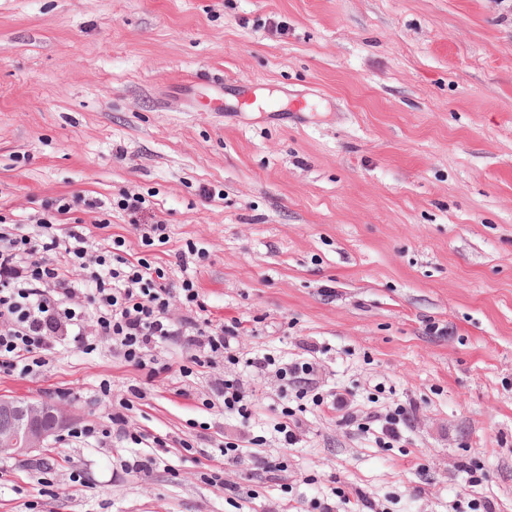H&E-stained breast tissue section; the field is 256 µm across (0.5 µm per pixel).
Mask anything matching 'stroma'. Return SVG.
Instances as JSON below:
<instances>
[{
	"instance_id": "stroma-1",
	"label": "stroma",
	"mask_w": 512,
	"mask_h": 512,
	"mask_svg": "<svg viewBox=\"0 0 512 512\" xmlns=\"http://www.w3.org/2000/svg\"><path fill=\"white\" fill-rule=\"evenodd\" d=\"M240 80L274 107L234 102ZM130 191L168 243H142L117 207ZM74 194L103 204L68 216L91 238L123 236L191 278L211 319L242 321L243 354L317 362L319 392H352L369 424L419 411L381 448L250 375L245 424L216 401L224 366L149 383L109 344L60 346L0 395L105 425L100 382L143 384L128 419L166 445L0 453V512H316L339 488L377 512H512V0H0V216ZM190 242L205 257L183 272ZM285 406L302 434L286 451ZM242 432L287 468L225 461Z\"/></svg>"
}]
</instances>
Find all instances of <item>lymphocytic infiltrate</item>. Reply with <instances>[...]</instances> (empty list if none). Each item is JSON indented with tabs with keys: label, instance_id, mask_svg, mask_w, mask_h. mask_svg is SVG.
I'll return each mask as SVG.
<instances>
[{
	"label": "lymphocytic infiltrate",
	"instance_id": "lymphocytic-infiltrate-1",
	"mask_svg": "<svg viewBox=\"0 0 512 512\" xmlns=\"http://www.w3.org/2000/svg\"><path fill=\"white\" fill-rule=\"evenodd\" d=\"M99 206L96 199L82 195L52 200L25 216L23 222L37 228L33 234L22 232L14 222L0 224L1 373L41 371L46 352L63 339L86 354L110 343L150 382L174 369L189 377L221 357L274 376L281 389L296 387L298 398H311L314 405L336 412L344 424L356 423L349 391L311 395L315 363L282 362L266 354L239 358L241 322L204 317L205 305L192 279L168 281L163 268L127 253L122 237L94 244L82 225L59 229L62 216ZM176 300L183 307L178 317L171 313ZM174 338L186 350L176 367L153 354Z\"/></svg>",
	"mask_w": 512,
	"mask_h": 512
}]
</instances>
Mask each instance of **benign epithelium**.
<instances>
[{"label": "benign epithelium", "instance_id": "1", "mask_svg": "<svg viewBox=\"0 0 512 512\" xmlns=\"http://www.w3.org/2000/svg\"><path fill=\"white\" fill-rule=\"evenodd\" d=\"M0 453L27 455L66 429L70 415L45 400H19L0 395Z\"/></svg>", "mask_w": 512, "mask_h": 512}]
</instances>
